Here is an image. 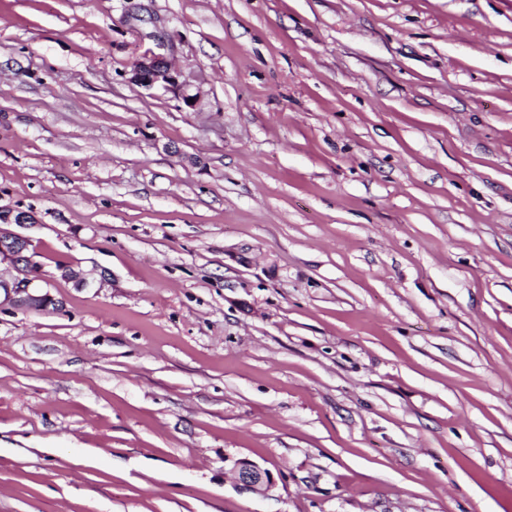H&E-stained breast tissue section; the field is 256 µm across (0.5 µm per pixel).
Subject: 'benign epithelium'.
<instances>
[{"label": "benign epithelium", "mask_w": 512, "mask_h": 512, "mask_svg": "<svg viewBox=\"0 0 512 512\" xmlns=\"http://www.w3.org/2000/svg\"><path fill=\"white\" fill-rule=\"evenodd\" d=\"M181 72L172 68L164 57L152 54L137 57L129 71V82L145 89L161 88L178 95L184 104H189L192 95L185 90V84L179 81ZM37 220L30 211L0 206V255L9 260L18 275L10 280L0 278V292L4 298L0 307H25L42 309L47 306L49 295L38 292L37 281L41 280L40 267L33 257L18 259V249L30 240L10 230L12 225L35 224ZM61 277L72 281L78 287H93L97 282L106 280L105 272L93 269L89 272L76 270L71 266L60 267ZM234 487L239 492H249L267 496L277 486L273 474L248 458H239L233 465Z\"/></svg>", "instance_id": "benign-epithelium-1"}]
</instances>
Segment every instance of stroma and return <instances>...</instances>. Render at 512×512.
<instances>
[{
	"mask_svg": "<svg viewBox=\"0 0 512 512\" xmlns=\"http://www.w3.org/2000/svg\"><path fill=\"white\" fill-rule=\"evenodd\" d=\"M0 205V512H512V0H0ZM129 82L145 89L152 90L161 88L164 91H171L178 95L184 104L192 106L196 101V94H188L185 84L179 81L181 72L171 67L164 57L152 54L137 57L128 72ZM193 98L194 102L189 103ZM36 221L32 212L0 206V255L9 260L18 272V275L10 280L0 277V307L9 305L42 309L47 306L50 296L47 293L40 294L38 289L41 287L35 284L36 281L42 280L39 264L33 260V256H25L18 261V256L22 252V249L19 252L18 249L24 243L29 244L30 240L5 227L34 224ZM59 270L63 279L74 282L78 287H93L98 281L102 283L106 279V273L103 271L98 273L96 269L85 272L83 270H75L71 266H62L59 267ZM96 275L99 276V279ZM234 487L239 492L267 496L277 486L273 474L248 458H239L233 465Z\"/></svg>",
	"mask_w": 512,
	"mask_h": 512,
	"instance_id": "obj_1",
	"label": "stroma"
}]
</instances>
